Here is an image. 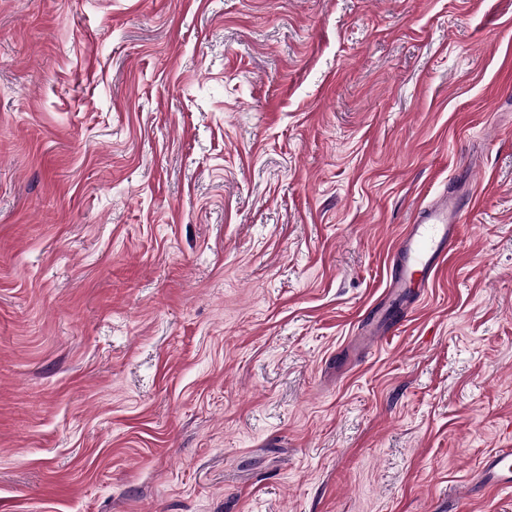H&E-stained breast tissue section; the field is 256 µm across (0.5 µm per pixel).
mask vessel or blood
Segmentation results:
<instances>
[{"instance_id": "obj_1", "label": "vessel or blood", "mask_w": 512, "mask_h": 512, "mask_svg": "<svg viewBox=\"0 0 512 512\" xmlns=\"http://www.w3.org/2000/svg\"><path fill=\"white\" fill-rule=\"evenodd\" d=\"M465 200L449 192L416 208L389 262V298H411L429 287L447 264L454 250L458 224L465 216ZM486 485L512 491V450L490 454L483 467Z\"/></svg>"}]
</instances>
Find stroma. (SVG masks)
Wrapping results in <instances>:
<instances>
[{"label": "stroma", "mask_w": 512, "mask_h": 512, "mask_svg": "<svg viewBox=\"0 0 512 512\" xmlns=\"http://www.w3.org/2000/svg\"><path fill=\"white\" fill-rule=\"evenodd\" d=\"M499 448L512 0H0V512H512ZM465 206L464 198L452 191L416 208L412 224H408L389 262L388 298L403 296L407 302L393 313L391 324L400 322L409 311L411 297L421 288H429L447 264ZM486 485L500 491H512V450L499 449L490 454L483 467Z\"/></svg>", "instance_id": "35a3bbf8"}]
</instances>
